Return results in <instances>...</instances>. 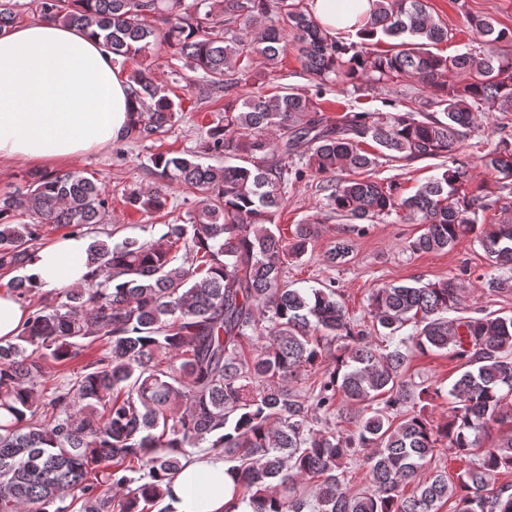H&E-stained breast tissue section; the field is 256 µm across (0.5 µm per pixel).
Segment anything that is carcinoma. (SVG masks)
<instances>
[{
  "instance_id": "cac0c4a2",
  "label": "carcinoma",
  "mask_w": 512,
  "mask_h": 512,
  "mask_svg": "<svg viewBox=\"0 0 512 512\" xmlns=\"http://www.w3.org/2000/svg\"><path fill=\"white\" fill-rule=\"evenodd\" d=\"M40 15L104 40L125 66L152 46L202 72L222 89L224 116L207 132L204 153L224 164L186 156L150 157L159 181L132 190L125 203L146 215L165 209L174 184L201 199L188 219L163 225L158 238L96 239L87 249L82 286L44 291L31 274L10 286L22 301L38 298L18 336L0 344V512H144L161 504L164 484L202 446L234 461L226 473L237 500L253 512H512V433L493 448L481 434L504 421L512 401V316L448 320L464 289L453 280L422 286L386 285L372 292L370 315L385 330L379 348L347 319L336 289L290 288L280 275L301 258L319 219L297 225L284 241L272 229L288 185L324 177L325 207L371 224L393 214L423 225L413 252H440L473 235L493 264L512 269V220L487 231L477 211L497 200L468 195L473 156L461 148L484 108L512 112V56L497 45L512 32L492 18L465 14L490 46L484 54L442 56L448 40L427 0H375L357 36L329 34L302 0H40ZM18 4L0 0V33L17 21ZM241 23L244 28L236 29ZM399 38L390 50L375 46ZM297 52L316 92L238 94L254 61L275 69ZM408 77L422 95L405 110H350L332 121L317 99L328 84L388 85ZM132 118L125 138L145 142L167 133L178 109L152 69L129 76ZM380 153L363 148L368 142ZM307 147L304 163L292 160ZM443 158V171L401 197L396 186L371 179H336L367 171L378 159ZM499 192L512 193V144L480 156ZM111 200L81 172L41 174L0 197V270H25L46 224L85 236L110 216ZM414 332H399L409 321ZM339 341L309 399L289 383ZM95 353L44 395L47 370L88 348ZM447 350L460 374L448 389L452 410L440 421L426 413L440 390L406 379L407 350ZM360 406L356 429H317L336 411L337 395ZM413 415L395 422L407 406ZM444 445L448 455L478 461L456 482L421 471ZM366 452L369 487L345 484L348 461ZM315 479L312 498L298 483ZM416 483L412 494L403 488Z\"/></svg>"
}]
</instances>
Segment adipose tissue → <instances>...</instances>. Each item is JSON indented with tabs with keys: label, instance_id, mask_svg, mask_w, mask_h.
Segmentation results:
<instances>
[{
	"label": "adipose tissue",
	"instance_id": "obj_1",
	"mask_svg": "<svg viewBox=\"0 0 512 512\" xmlns=\"http://www.w3.org/2000/svg\"><path fill=\"white\" fill-rule=\"evenodd\" d=\"M371 0H310L329 34L356 32ZM127 79L102 38L45 19L0 37V159L34 167L66 164L112 144L128 125ZM86 238L67 236L39 251L28 267L48 287L81 285ZM223 455L202 453L172 479L167 512H251L234 506Z\"/></svg>",
	"mask_w": 512,
	"mask_h": 512
}]
</instances>
